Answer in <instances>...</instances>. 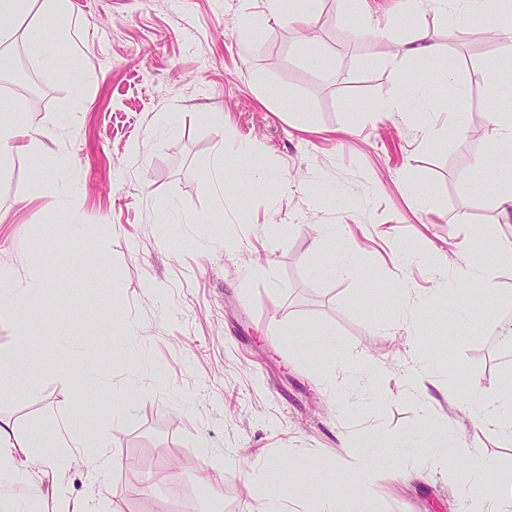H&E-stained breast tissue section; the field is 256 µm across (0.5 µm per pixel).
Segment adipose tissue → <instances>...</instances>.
I'll list each match as a JSON object with an SVG mask.
<instances>
[{
  "label": "adipose tissue",
  "instance_id": "ef3b65f1",
  "mask_svg": "<svg viewBox=\"0 0 512 512\" xmlns=\"http://www.w3.org/2000/svg\"><path fill=\"white\" fill-rule=\"evenodd\" d=\"M38 14L43 20L55 24L57 38L52 42L41 41L36 31H29L31 55L37 63H58L69 59L65 44L70 39V30L78 20L73 15L70 0H0V72L9 70L14 57L9 49L12 37L9 23ZM32 348L28 336H21L14 352L0 354V383L34 393L39 384L25 370V362ZM84 389L75 396L80 409L78 422L62 429L52 425L35 424L26 431H18L8 422L0 420V470L16 479H26L31 473L33 454L55 455L57 449L73 444L86 461L100 460L107 444L94 425L100 417L101 403L88 400L87 388L98 387L99 380L92 370L82 373ZM450 401L466 409L478 422L481 430L498 439H512V384L499 390L472 388L468 392L452 389ZM436 442L430 446L433 466H449L458 458H465L471 474L468 512H512V491L494 493L485 489L487 477L493 467L490 459L477 454L473 449L462 448L460 441L443 428H432ZM350 451L357 463L355 469L336 471L329 486L311 484L308 501L310 512H336V502L345 493L354 491L362 512H372L370 488L377 475L373 462L378 455L373 437L354 442Z\"/></svg>",
  "mask_w": 512,
  "mask_h": 512
}]
</instances>
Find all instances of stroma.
I'll return each mask as SVG.
<instances>
[{"label": "stroma", "mask_w": 512, "mask_h": 512, "mask_svg": "<svg viewBox=\"0 0 512 512\" xmlns=\"http://www.w3.org/2000/svg\"><path fill=\"white\" fill-rule=\"evenodd\" d=\"M71 2L79 78L36 67L35 102L0 78V102L42 132L0 152V267L47 285L0 316V351L33 323L28 372L41 384L34 396L0 389V414L21 430L73 423L82 359L111 384L104 404L120 418L98 421L111 453L99 472L70 447L27 481L0 474V503L52 512L56 481L103 512H262L272 497L306 499L328 466L350 468V443L371 433L375 512H463L468 470L409 467L396 445L435 426L512 474V444L448 399L449 381L491 389L512 375V341L488 324H512V265L473 250L480 233L512 240L498 186L482 184L499 153L485 115L503 107L486 75L512 54V16L462 19L421 0L407 22L399 0H312L305 26L272 21L250 35L239 15L265 0ZM417 38L464 90L465 134L423 136L425 119L454 104L445 89L424 108L377 111L412 77L392 53ZM304 41L325 69L304 64ZM241 141L285 187L245 176L231 152ZM221 153L227 180L207 168ZM74 213L84 248L59 251ZM327 224L336 235L315 253ZM476 263L493 266L495 312L459 279ZM404 295L429 317L397 318ZM452 297L474 325L441 319ZM127 333L129 356L114 347ZM331 335L349 359L376 364L378 382L354 370L324 382ZM410 371L422 376L416 395ZM273 463L302 469L259 485Z\"/></svg>", "instance_id": "35a3bbf8"}]
</instances>
